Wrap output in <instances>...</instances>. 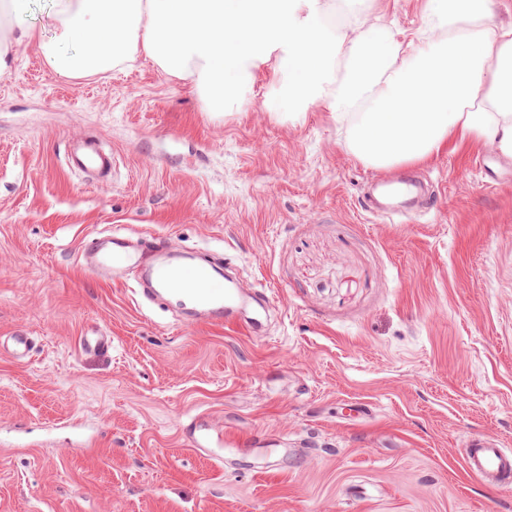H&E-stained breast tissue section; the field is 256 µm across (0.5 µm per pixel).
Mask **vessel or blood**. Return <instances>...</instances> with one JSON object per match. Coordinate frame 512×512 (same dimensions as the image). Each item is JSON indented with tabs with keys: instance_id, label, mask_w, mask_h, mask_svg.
<instances>
[{
	"instance_id": "obj_1",
	"label": "vessel or blood",
	"mask_w": 512,
	"mask_h": 512,
	"mask_svg": "<svg viewBox=\"0 0 512 512\" xmlns=\"http://www.w3.org/2000/svg\"><path fill=\"white\" fill-rule=\"evenodd\" d=\"M65 163L79 174L109 175L112 157L98 141L73 144ZM84 271L105 276L116 284L135 283L139 300L158 306L180 296L198 323L222 325L247 336L266 331L268 292L244 295L224 272V256L216 252H175L158 235L136 234L116 225L89 239L81 249ZM191 448L234 449L241 438L214 425L209 412L191 416L181 427ZM467 471L481 483L499 489L512 488V450L479 435L469 436L462 450Z\"/></svg>"
}]
</instances>
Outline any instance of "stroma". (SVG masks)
<instances>
[{
    "mask_svg": "<svg viewBox=\"0 0 512 512\" xmlns=\"http://www.w3.org/2000/svg\"><path fill=\"white\" fill-rule=\"evenodd\" d=\"M337 24L408 41L428 0H332ZM0 71V512H512L461 448H512V159L463 144L400 167L434 197L410 216L372 208L379 175L324 106L270 112L271 72L216 114L140 56L63 79L31 0ZM93 136L115 160L88 184L65 164ZM123 224L172 247L223 252L241 288L274 291L265 336L187 325L177 301L137 304L78 263ZM112 339L101 354L81 340ZM207 410L277 448L187 447Z\"/></svg>",
    "mask_w": 512,
    "mask_h": 512,
    "instance_id": "1",
    "label": "stroma"
}]
</instances>
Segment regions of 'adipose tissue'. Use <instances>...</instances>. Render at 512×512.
<instances>
[{
    "label": "adipose tissue",
    "mask_w": 512,
    "mask_h": 512,
    "mask_svg": "<svg viewBox=\"0 0 512 512\" xmlns=\"http://www.w3.org/2000/svg\"><path fill=\"white\" fill-rule=\"evenodd\" d=\"M51 3L59 35L40 48L61 77L142 55L226 112L268 69L269 111L325 106L368 166L424 165L465 142L512 157V23L494 22V0H429L434 35L414 50L384 25L337 26L330 0Z\"/></svg>",
    "instance_id": "ef3b65f1"
}]
</instances>
